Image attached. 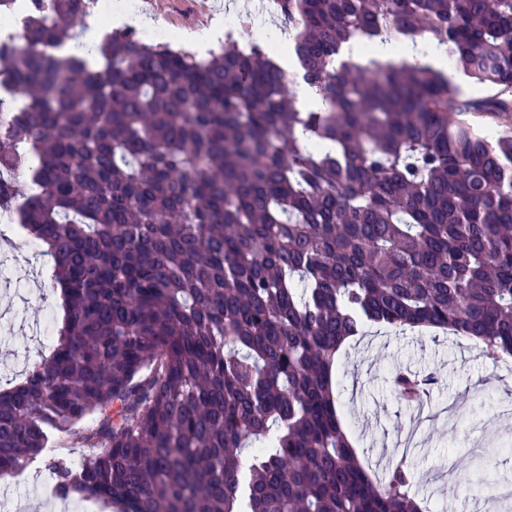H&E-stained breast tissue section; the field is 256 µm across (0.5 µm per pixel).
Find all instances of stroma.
<instances>
[{
	"label": "stroma",
	"instance_id": "obj_1",
	"mask_svg": "<svg viewBox=\"0 0 512 512\" xmlns=\"http://www.w3.org/2000/svg\"><path fill=\"white\" fill-rule=\"evenodd\" d=\"M159 23L194 31L210 27L232 0H131ZM46 259L27 247L0 257V385L20 381L26 367L50 353L43 333L57 296L40 279ZM435 373L438 383L424 408L400 400L391 384L395 368ZM336 390L342 421L364 467L381 470L400 438L413 434L408 462L412 492L429 512H512V501L489 500L465 482H448L449 470L471 475L486 449L497 454L484 476L512 482V358L499 362L473 344L439 331L366 328L338 357ZM49 453L33 462L39 476ZM38 478L0 487V512H101L93 502L47 498Z\"/></svg>",
	"mask_w": 512,
	"mask_h": 512
}]
</instances>
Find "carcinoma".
Returning <instances> with one entry per match:
<instances>
[{
	"label": "carcinoma",
	"mask_w": 512,
	"mask_h": 512,
	"mask_svg": "<svg viewBox=\"0 0 512 512\" xmlns=\"http://www.w3.org/2000/svg\"><path fill=\"white\" fill-rule=\"evenodd\" d=\"M269 6L289 85L246 33L199 58L102 27L94 63L60 55L96 0H28L38 51L0 49V210L47 246L66 312L0 391V477L58 432L89 453L49 461L57 495L117 512H423L408 449L359 464L336 355L373 323L512 356V138L459 119L512 99L373 47H444L509 94L512 0ZM392 382L412 401L435 377Z\"/></svg>",
	"instance_id": "carcinoma-1"
}]
</instances>
